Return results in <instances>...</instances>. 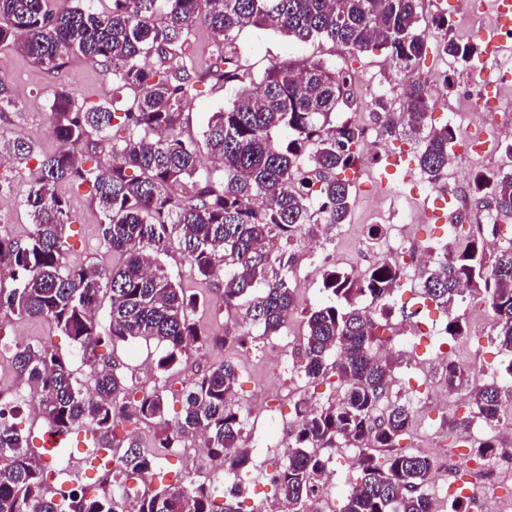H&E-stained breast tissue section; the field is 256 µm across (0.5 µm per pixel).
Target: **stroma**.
Wrapping results in <instances>:
<instances>
[{"instance_id":"35a3bbf8","label":"stroma","mask_w":512,"mask_h":512,"mask_svg":"<svg viewBox=\"0 0 512 512\" xmlns=\"http://www.w3.org/2000/svg\"><path fill=\"white\" fill-rule=\"evenodd\" d=\"M236 44L242 71L255 80L261 79L271 62L288 58L319 59L337 66L346 64L366 80L385 79L390 69L384 54L352 53L325 38L303 43L269 30L246 28L239 34ZM466 68V61L444 54L436 41H428L426 56L418 71L426 79L438 82L437 87L430 90L429 128L459 125L466 107L465 98L460 95V74ZM0 73L9 80L16 101L15 110L0 115V133L30 140L45 153L58 148L49 124V103L54 91L64 87L72 89L90 105H108L125 95L111 74L80 57L71 59L63 69L53 72L34 65L21 52L4 47L0 49ZM229 96V89L223 86L210 82L196 84L192 103L180 116L177 126L180 135L201 139L212 112L222 108ZM387 99L393 107L392 112L379 115L356 100L337 112L336 120L341 123L350 119L363 126H375L383 138L386 152L415 157L422 142L405 133L402 128L398 114L402 103L400 90H390ZM384 165V154L369 152L362 164L346 170V179L354 185V208L346 223L322 227L318 233V252L306 250L309 235L305 232L295 236L288 247L294 256L288 278L296 292L297 307L282 333L292 337L294 348L303 345L307 315L328 301L321 278L327 267L326 256H335V266L339 269L347 268L361 249L365 250L368 259L378 260V248L374 238L369 235L376 215H384L389 224L410 225L411 238L417 247L438 249L446 242L447 227L425 223L421 218L423 201L443 196V189L429 183L426 175L418 170L411 180L395 178L387 186V195H379L373 184ZM27 189V184L17 183L10 191L0 195V234L15 238L26 236L29 220L22 206V198ZM69 202L75 216L74 223L67 229L71 261L84 264L94 262L108 267L118 265L119 255L108 250L100 238V215L96 205L83 196L70 197ZM162 262L173 282L204 299L205 307L197 312L196 320L202 332L214 336V343L205 346L201 352H189L187 359L163 375L156 372L155 366L165 353L164 345L153 341H128L115 348L114 356L126 364L129 384L147 390L163 379L173 388H180L197 370L225 360L236 365L239 380L235 402L246 418L243 437L251 470V482L244 502L256 508L257 512H272L280 495L275 486L268 484L262 462L278 436L258 424L257 419L263 414L259 401L264 396H272L277 413L287 421L291 419L297 402L322 404L334 398L336 379L331 376L326 381L315 382L298 373H280L267 350L269 337L263 336L261 328L246 319L244 307L225 306L221 291L200 281L178 248H171ZM416 284L413 278L403 280L396 294L392 328L386 333L388 346L406 353L403 362L393 365V378L395 383L400 384L408 377H415L424 392L418 396L405 395L404 400L413 411L428 410L432 413L430 432L416 435L415 446L431 456L447 453L457 460L466 458L470 455L469 448L456 446L444 449L438 437L439 431L447 429L451 419L450 414L427 396L428 391L441 388L439 374L415 370L414 356L405 350L410 330L406 309L414 302ZM224 334L242 336L245 342L241 345L217 344V337ZM20 339L27 343H52L64 354L70 351L68 339L47 321L39 318L20 319L0 311V342L12 345Z\"/></svg>"}]
</instances>
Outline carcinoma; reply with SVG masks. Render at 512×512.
Instances as JSON below:
<instances>
[{
    "instance_id": "carcinoma-1",
    "label": "carcinoma",
    "mask_w": 512,
    "mask_h": 512,
    "mask_svg": "<svg viewBox=\"0 0 512 512\" xmlns=\"http://www.w3.org/2000/svg\"><path fill=\"white\" fill-rule=\"evenodd\" d=\"M98 12L81 0H0V47L19 46L36 64L61 69L82 57L112 74L130 91L118 107L88 105L74 91L54 93L50 129L64 148L49 155L22 139L0 135V190L28 180L23 206L31 229L23 239L0 237V309L18 317H37L67 337L89 371L79 373L52 344L15 346L12 362L20 385L33 393L37 413L51 431L91 432L94 447L83 457L87 468L100 453H111L112 470L92 489L60 492L69 470L49 484L47 459L66 449L32 448L25 419L0 407V512H128L127 499L114 486L130 476L143 489L134 493L136 512H242L250 479L249 458L239 448L244 424L235 407L237 368L224 361L197 370L178 391L180 417L166 419L163 388L132 390L112 354L105 349L130 339L167 345L157 362L166 372L187 354L212 341L242 343L240 336H208L193 319L200 304L172 282L160 256L172 244L197 275L224 289V304L245 307L246 317L277 334L296 310L287 274L268 277L271 264L286 268L292 256L271 255L269 240L287 242L317 224H343L354 204L352 184L339 174L363 159L364 128L331 118L349 105L352 73L320 60L272 63L259 83L245 82L235 61L242 29L273 30L299 42L327 37L353 52L379 49L407 78L404 125L418 135L427 125L429 98L414 72L426 54L428 36L443 53L467 59L480 48L448 37V21L420 27V0H110ZM211 32L209 64L196 67L188 52L193 27ZM234 84L223 109L212 113L204 145L176 133L195 84ZM288 133L283 144L276 134ZM456 129L446 126L423 139L417 157L421 171L437 179L452 159ZM111 162L103 164L101 146ZM217 158L221 173L201 174L200 149ZM504 169L479 174L473 195L489 199L492 235L488 249L482 225L425 266L419 281L423 305L443 311L451 339L468 336L465 315L454 311L467 293L482 296L497 321L492 342L512 356V140L498 144ZM64 183L84 194L101 214L103 243L121 254L108 269L69 261V201L57 191ZM400 268L374 264L365 278L326 269L322 286L329 302L306 318L305 344L298 369L311 380L334 372L341 394L315 410L295 404L287 462L275 474L281 500L303 512L324 473L317 448L342 440L361 448H388L379 461L360 454L351 474V491L340 512H433L425 486L435 470L427 455L400 447L413 414L405 403L377 413L392 383L391 364L376 356L400 288ZM366 297L364 307L357 298ZM336 354L327 363L330 354ZM445 387L470 389V416L449 425L462 432L479 419L490 426L512 395L497 385L471 386L467 368L449 361L441 370ZM161 429L151 446L139 440V425ZM199 434L211 460L224 462V480L235 478L221 495L216 479L195 482L177 477L152 485L154 471L180 438ZM224 498L218 502L217 498Z\"/></svg>"
}]
</instances>
